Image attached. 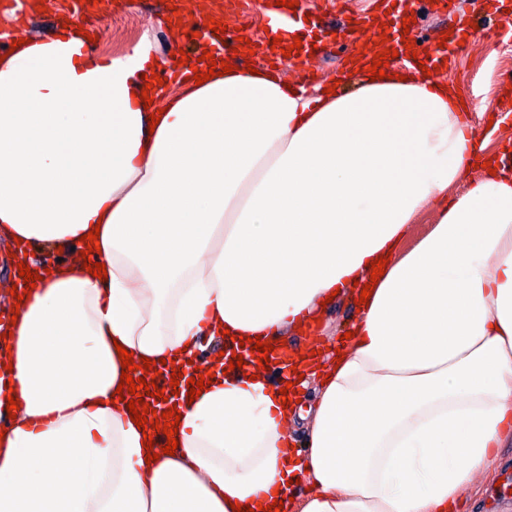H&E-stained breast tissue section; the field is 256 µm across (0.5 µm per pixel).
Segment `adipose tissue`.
<instances>
[{
  "mask_svg": "<svg viewBox=\"0 0 512 512\" xmlns=\"http://www.w3.org/2000/svg\"><path fill=\"white\" fill-rule=\"evenodd\" d=\"M78 25L0 62V238L39 252L96 229L107 271L58 262L24 296L0 512L255 510L300 478L283 512H461L512 446V174L449 196L488 146L456 89L392 61L350 94L291 90L228 54L233 72L204 62L207 82L164 94L145 86L150 42L107 59ZM368 283L312 405H283L258 363L216 373L176 401L175 453L146 461L118 348L179 362L227 331L278 343ZM293 426L305 447L287 456Z\"/></svg>",
  "mask_w": 512,
  "mask_h": 512,
  "instance_id": "ef3b65f1",
  "label": "adipose tissue"
}]
</instances>
